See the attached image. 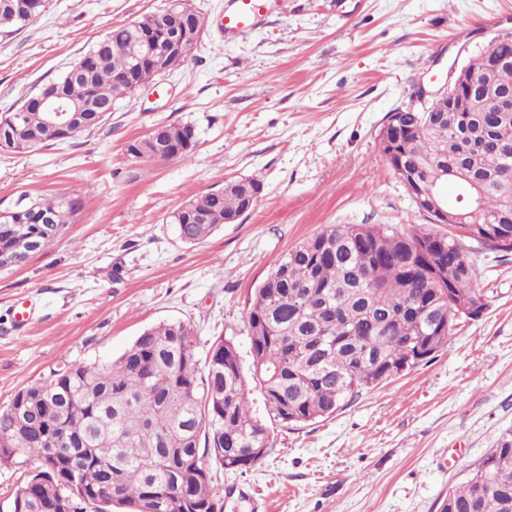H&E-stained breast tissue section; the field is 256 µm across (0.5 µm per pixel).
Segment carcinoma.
<instances>
[{
    "label": "carcinoma",
    "instance_id": "obj_1",
    "mask_svg": "<svg viewBox=\"0 0 512 512\" xmlns=\"http://www.w3.org/2000/svg\"><path fill=\"white\" fill-rule=\"evenodd\" d=\"M0 0V26L24 28L46 11L31 0L22 15ZM160 9L112 29L90 51L88 70L51 82L75 108L69 134H56L46 113L0 114V149L25 153L91 131L117 99L148 86L159 71L138 64L142 36L162 29ZM512 93V61L494 76ZM403 127L416 187L444 201L448 171L457 197L480 199L475 221L512 224V115L450 112L441 97L426 112L389 117ZM189 124L164 123L130 142L142 160L188 157ZM260 183L236 179L185 203L172 216L180 239L196 244L229 218L256 205ZM74 199L19 203L0 223V255L24 237L42 240L41 218L56 227L80 211ZM460 270L448 288V269ZM487 310L473 283L465 244L440 230L402 233L387 225L337 224L299 243L255 288L246 312L252 379L270 421L284 427L330 416L355 394L422 363L448 343L457 302ZM22 414H16L17 408ZM271 429L250 412L237 347L220 338L200 360L190 328L180 322L145 329L114 361H73L20 389L0 410V467L38 461L11 494L10 512H223L211 487L215 467L244 471L270 448ZM58 449L52 459L46 451ZM438 512H512V433L438 505Z\"/></svg>",
    "mask_w": 512,
    "mask_h": 512
}]
</instances>
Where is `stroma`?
I'll use <instances>...</instances> for the list:
<instances>
[{"label":"stroma","mask_w":512,"mask_h":512,"mask_svg":"<svg viewBox=\"0 0 512 512\" xmlns=\"http://www.w3.org/2000/svg\"><path fill=\"white\" fill-rule=\"evenodd\" d=\"M165 3L48 0L25 28L1 27L0 113ZM190 4L204 29L185 65L119 100L93 131L26 154L0 149V212L55 196L81 203L44 249L0 270V410L50 370L112 361L162 322L185 323L201 357L232 340L250 367L249 299L289 249L336 224L426 227L380 152L381 125L413 82L444 77L461 45L474 52L512 31V0H279L228 42L215 21L230 0ZM159 122L194 128L191 158L127 154ZM241 178L261 184L256 207L183 243L172 213ZM469 259L483 316L335 414L274 425L249 470H213L224 512H437L512 431V255ZM22 304L33 318L21 328Z\"/></svg>","instance_id":"1"}]
</instances>
